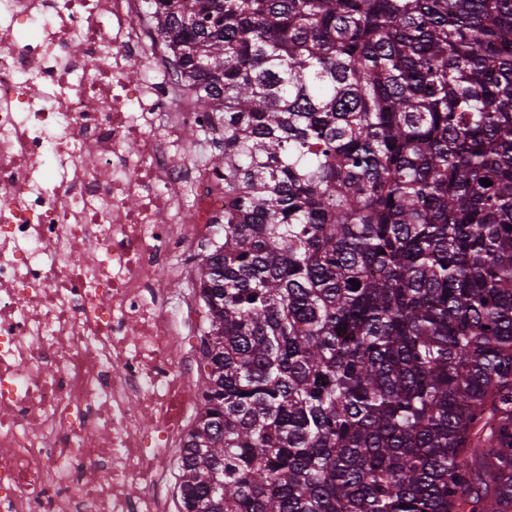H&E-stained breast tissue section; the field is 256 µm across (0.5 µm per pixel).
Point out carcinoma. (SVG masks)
Segmentation results:
<instances>
[{
  "label": "carcinoma",
  "mask_w": 512,
  "mask_h": 512,
  "mask_svg": "<svg viewBox=\"0 0 512 512\" xmlns=\"http://www.w3.org/2000/svg\"><path fill=\"white\" fill-rule=\"evenodd\" d=\"M145 3L231 197L182 512H512V0Z\"/></svg>",
  "instance_id": "cac0c4a2"
}]
</instances>
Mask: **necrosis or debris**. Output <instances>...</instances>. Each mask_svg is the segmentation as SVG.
<instances>
[{
    "mask_svg": "<svg viewBox=\"0 0 512 512\" xmlns=\"http://www.w3.org/2000/svg\"><path fill=\"white\" fill-rule=\"evenodd\" d=\"M141 0H0V512H166L197 387L157 277L230 205ZM151 68V83L135 72ZM155 420L141 425L142 411Z\"/></svg>",
    "mask_w": 512,
    "mask_h": 512,
    "instance_id": "necrosis-or-debris-1",
    "label": "necrosis or debris"
}]
</instances>
